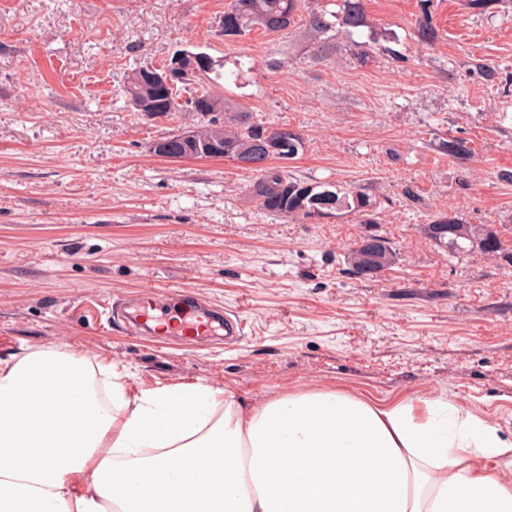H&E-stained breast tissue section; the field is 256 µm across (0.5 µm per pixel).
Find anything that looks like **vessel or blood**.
I'll use <instances>...</instances> for the list:
<instances>
[{"mask_svg":"<svg viewBox=\"0 0 512 512\" xmlns=\"http://www.w3.org/2000/svg\"><path fill=\"white\" fill-rule=\"evenodd\" d=\"M123 316L136 334L147 335L152 325L171 323L187 342L193 344L204 335L215 336L222 332L228 336H239L243 333L242 323L226 325L221 310L201 303L187 291H180L173 297L156 286L125 299Z\"/></svg>","mask_w":512,"mask_h":512,"instance_id":"vessel-or-blood-1","label":"vessel or blood"}]
</instances>
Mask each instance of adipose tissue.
Wrapping results in <instances>:
<instances>
[{"instance_id":"adipose-tissue-1","label":"adipose tissue","mask_w":512,"mask_h":512,"mask_svg":"<svg viewBox=\"0 0 512 512\" xmlns=\"http://www.w3.org/2000/svg\"><path fill=\"white\" fill-rule=\"evenodd\" d=\"M16 447L29 458L0 468V512H512L497 468L512 465V435L453 402L318 391L256 404L202 383L132 395L64 349L0 359V452ZM379 465L386 493L346 479ZM128 471L157 473L161 494L116 486Z\"/></svg>"}]
</instances>
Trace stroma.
Masks as SVG:
<instances>
[{
	"label": "stroma",
	"mask_w": 512,
	"mask_h": 512,
	"mask_svg": "<svg viewBox=\"0 0 512 512\" xmlns=\"http://www.w3.org/2000/svg\"><path fill=\"white\" fill-rule=\"evenodd\" d=\"M228 3L0 0V356L63 347L132 394L200 382L254 402L450 400L511 434L512 0H364L350 32L299 22L229 40ZM355 42L367 63L351 60ZM184 49L221 65L215 92L251 122L302 135L297 179L364 187L374 225L345 210L272 216L252 197L256 171L156 155L200 118L135 111L127 81ZM451 139L470 157L448 156ZM444 213L494 225L506 255L438 249L427 226ZM369 232L395 261L352 275L346 256ZM154 285L195 292L244 336L190 346L107 321L104 299Z\"/></svg>",
	"instance_id": "stroma-1"
}]
</instances>
